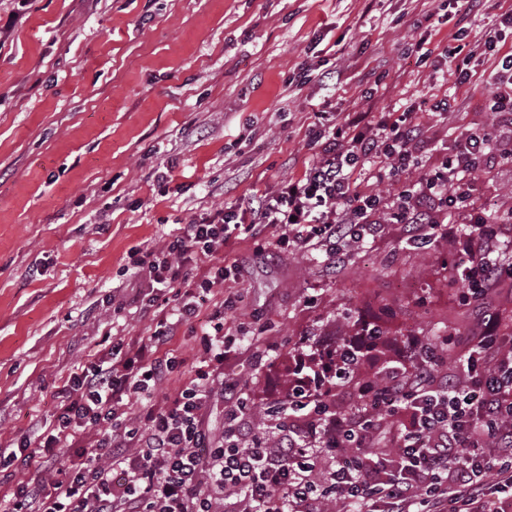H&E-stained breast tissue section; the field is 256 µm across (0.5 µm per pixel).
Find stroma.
<instances>
[{
    "mask_svg": "<svg viewBox=\"0 0 512 512\" xmlns=\"http://www.w3.org/2000/svg\"><path fill=\"white\" fill-rule=\"evenodd\" d=\"M512 0H480L462 12L448 0H0V448L30 438L39 449L60 413L59 394L81 368L133 344L153 324L157 290L130 263L159 251L195 215L276 194L314 156L311 126L346 113L425 121L432 161L458 126L487 121L496 77L451 88L434 61L481 52L491 31L512 45L499 16ZM425 41L431 60L413 47ZM339 80L319 81L327 69ZM448 104L434 115L436 102ZM386 221L350 260L324 250L257 255L239 239L202 266L239 261V282L214 287L197 316L180 321L164 352L181 364L158 387L163 405L194 377L201 327L226 292L243 306L227 328L255 321L258 334L230 364L258 405L279 400L286 364L338 333L381 331L379 356L407 336L466 327L448 278L447 242L410 245ZM275 365L256 371L259 350ZM49 470L22 461L0 471V501L19 482L61 479L77 450L56 449Z\"/></svg>",
    "mask_w": 512,
    "mask_h": 512,
    "instance_id": "35a3bbf8",
    "label": "stroma"
}]
</instances>
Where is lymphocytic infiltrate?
I'll return each mask as SVG.
<instances>
[{"instance_id": "1", "label": "lymphocytic infiltrate", "mask_w": 512, "mask_h": 512, "mask_svg": "<svg viewBox=\"0 0 512 512\" xmlns=\"http://www.w3.org/2000/svg\"><path fill=\"white\" fill-rule=\"evenodd\" d=\"M499 74L487 101L495 123L512 121V54H500L496 37L484 42ZM423 126L414 112L397 118L369 112L346 115L340 127L311 135L318 153L301 177L282 182L276 197L260 198L249 211L227 205L191 218L164 250L133 258L153 284L185 288L191 258L220 252L239 237L272 228L268 250L324 247L330 257L372 236L386 207L378 193L360 190L362 171L376 182L415 166ZM512 164V143L493 146L486 126L462 128L448 152L398 194L399 216L413 239H445L456 256L450 281L477 313L467 335L418 342L383 371L361 368L380 341L377 328L360 337L340 336L328 347L298 354L288 370L285 409L257 421L239 390L222 377L237 339L223 321L203 333L210 370L165 407L147 404L152 387L173 367L159 350L174 325L158 320L140 343L115 346L110 359L71 376L67 402L47 449L77 447L81 428H110L102 442L111 466L88 458L53 487L19 483L0 512H512V330L489 301L493 288L512 279V241L505 224L512 212L491 208L467 222L440 223L425 198L448 209L471 197L492 168ZM335 352L343 373L327 369ZM221 396L224 431L210 437L203 406ZM351 397L350 408L336 404ZM142 409L128 416L131 401Z\"/></svg>"}]
</instances>
